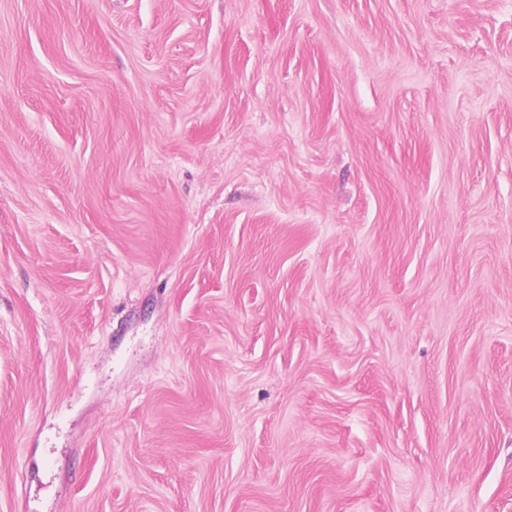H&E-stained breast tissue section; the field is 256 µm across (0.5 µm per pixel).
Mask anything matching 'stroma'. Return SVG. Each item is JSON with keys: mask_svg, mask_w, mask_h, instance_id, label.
I'll use <instances>...</instances> for the list:
<instances>
[{"mask_svg": "<svg viewBox=\"0 0 512 512\" xmlns=\"http://www.w3.org/2000/svg\"><path fill=\"white\" fill-rule=\"evenodd\" d=\"M0 512H512V0H0Z\"/></svg>", "mask_w": 512, "mask_h": 512, "instance_id": "35a3bbf8", "label": "stroma"}]
</instances>
